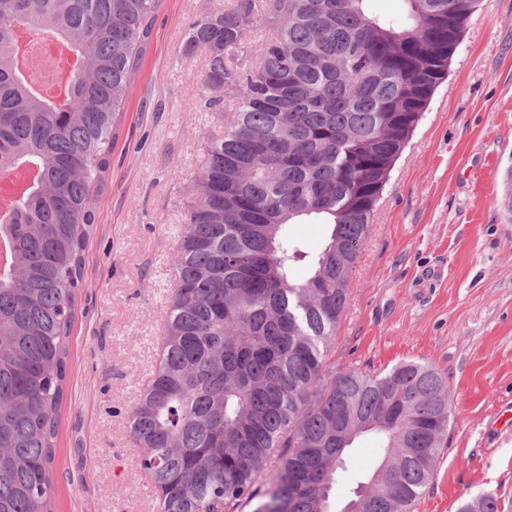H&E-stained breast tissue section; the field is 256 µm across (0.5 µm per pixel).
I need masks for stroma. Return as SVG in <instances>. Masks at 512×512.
<instances>
[{
    "instance_id": "1",
    "label": "stroma",
    "mask_w": 512,
    "mask_h": 512,
    "mask_svg": "<svg viewBox=\"0 0 512 512\" xmlns=\"http://www.w3.org/2000/svg\"><path fill=\"white\" fill-rule=\"evenodd\" d=\"M229 0H163L125 95L98 223L85 250L59 412L56 512H156L128 414L158 359L175 285L184 203L210 136L236 110L205 102V53L180 51L193 23ZM512 167V0H481L390 172L348 286L327 362L386 374L403 361L449 383L451 420L435 476L412 512H457L493 495L512 512V222L501 206ZM365 433L337 471L346 501L376 462Z\"/></svg>"
}]
</instances>
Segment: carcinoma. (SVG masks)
Returning a JSON list of instances; mask_svg holds the SVG:
<instances>
[{
	"label": "carcinoma",
	"mask_w": 512,
	"mask_h": 512,
	"mask_svg": "<svg viewBox=\"0 0 512 512\" xmlns=\"http://www.w3.org/2000/svg\"><path fill=\"white\" fill-rule=\"evenodd\" d=\"M162 0H0V512H54L52 474L76 294L112 130ZM235 0L197 20L186 57L220 111L238 106L185 204L176 287L159 360L129 412L156 512H345L336 462L379 437L360 512H411L448 434V381L402 362L385 375L326 364L351 271L389 172L480 0ZM275 34L247 65V32ZM52 40L81 60L36 86L19 43ZM330 226L312 259L288 226ZM310 260L308 277L293 265ZM459 512H498L482 495Z\"/></svg>",
	"instance_id": "carcinoma-1"
}]
</instances>
